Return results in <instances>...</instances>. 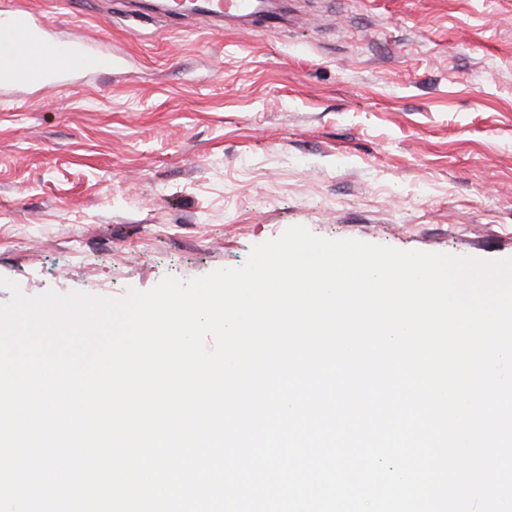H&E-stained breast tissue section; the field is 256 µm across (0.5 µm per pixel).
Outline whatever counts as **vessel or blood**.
Returning a JSON list of instances; mask_svg holds the SVG:
<instances>
[{
  "label": "vessel or blood",
  "mask_w": 512,
  "mask_h": 512,
  "mask_svg": "<svg viewBox=\"0 0 512 512\" xmlns=\"http://www.w3.org/2000/svg\"><path fill=\"white\" fill-rule=\"evenodd\" d=\"M208 13L252 15L264 11L267 0H205ZM6 17L0 21V89L49 91L75 75L109 74L119 66L111 51L94 47L75 33L61 40L40 21L36 12L0 0Z\"/></svg>",
  "instance_id": "vessel-or-blood-1"
}]
</instances>
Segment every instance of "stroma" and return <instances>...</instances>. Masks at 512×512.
Returning <instances> with one entry per match:
<instances>
[{
    "mask_svg": "<svg viewBox=\"0 0 512 512\" xmlns=\"http://www.w3.org/2000/svg\"><path fill=\"white\" fill-rule=\"evenodd\" d=\"M121 61L0 93V278L120 298L302 225L512 258V0H22ZM203 10L215 16H224L228 11L239 15L259 14L264 11L267 0H203Z\"/></svg>",
    "mask_w": 512,
    "mask_h": 512,
    "instance_id": "obj_1",
    "label": "stroma"
}]
</instances>
